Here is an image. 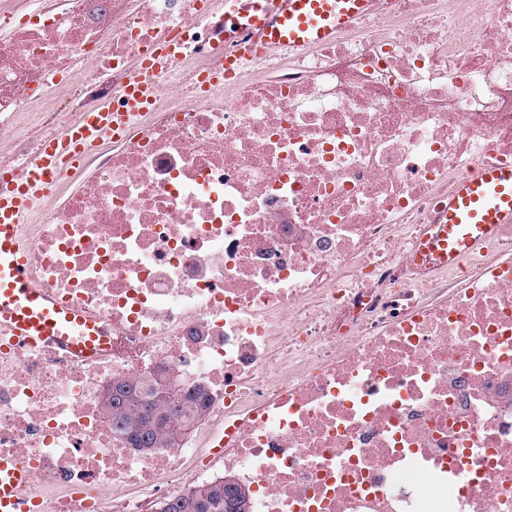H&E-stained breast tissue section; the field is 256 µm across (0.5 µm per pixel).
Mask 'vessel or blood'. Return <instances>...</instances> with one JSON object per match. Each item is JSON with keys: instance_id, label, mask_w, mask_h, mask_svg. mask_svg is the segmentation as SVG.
<instances>
[{"instance_id": "vessel-or-blood-1", "label": "vessel or blood", "mask_w": 512, "mask_h": 512, "mask_svg": "<svg viewBox=\"0 0 512 512\" xmlns=\"http://www.w3.org/2000/svg\"><path fill=\"white\" fill-rule=\"evenodd\" d=\"M371 6V0H253L252 25L266 44L302 49L332 40ZM154 90L146 79L125 89V109L88 112L67 132L47 140L33 159L26 178L0 191V324L32 344L71 335L73 328L93 329L92 320L65 309L36 288L19 226L27 212L52 187L62 163L76 162L86 146L103 137H120L131 117L142 111ZM512 224V167H483L461 181L448 197L447 224L432 250L439 261L458 266ZM32 479L29 468L14 457L0 458V512H29L19 492Z\"/></svg>"}]
</instances>
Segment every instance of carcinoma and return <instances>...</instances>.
I'll use <instances>...</instances> for the list:
<instances>
[{
  "mask_svg": "<svg viewBox=\"0 0 512 512\" xmlns=\"http://www.w3.org/2000/svg\"><path fill=\"white\" fill-rule=\"evenodd\" d=\"M147 381V375L115 381L126 394L127 404H103L112 433L135 449L178 446L191 426L204 416L209 403L193 392L183 395L168 390L156 395L146 391ZM209 487L214 512H252L248 488L229 480L211 482Z\"/></svg>",
  "mask_w": 512,
  "mask_h": 512,
  "instance_id": "carcinoma-1",
  "label": "carcinoma"
}]
</instances>
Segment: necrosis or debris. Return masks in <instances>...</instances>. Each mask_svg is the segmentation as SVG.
Here are the masks:
<instances>
[{
    "label": "necrosis or debris",
    "instance_id": "necrosis-or-debris-1",
    "mask_svg": "<svg viewBox=\"0 0 512 512\" xmlns=\"http://www.w3.org/2000/svg\"><path fill=\"white\" fill-rule=\"evenodd\" d=\"M253 38L214 0H0V189L172 49L21 226L105 348L0 329V457L36 512H157L223 477L252 512H512V225L457 267L422 253L457 181L512 165V0H373L300 53ZM161 363L211 403L140 453L100 394Z\"/></svg>",
    "mask_w": 512,
    "mask_h": 512
}]
</instances>
